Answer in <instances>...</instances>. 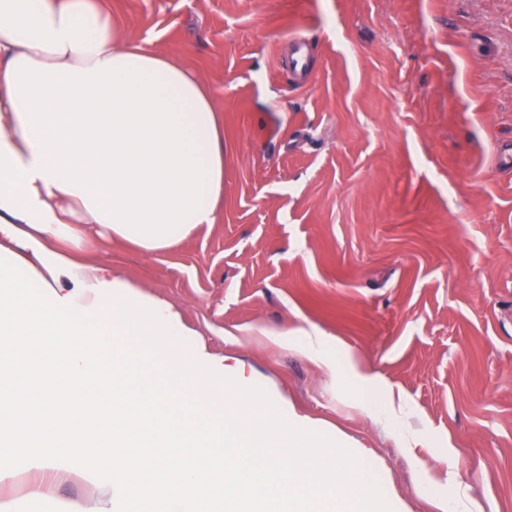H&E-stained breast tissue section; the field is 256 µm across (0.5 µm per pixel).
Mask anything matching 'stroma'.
Segmentation results:
<instances>
[{"label":"stroma","instance_id":"stroma-1","mask_svg":"<svg viewBox=\"0 0 512 512\" xmlns=\"http://www.w3.org/2000/svg\"><path fill=\"white\" fill-rule=\"evenodd\" d=\"M224 116V204L175 250L99 259L166 298L270 400L369 451L405 512H512V0H104ZM306 65L296 71L293 36ZM303 329L376 377L354 392ZM401 397L411 447L363 411ZM5 512H66L106 479L19 460Z\"/></svg>","mask_w":512,"mask_h":512}]
</instances>
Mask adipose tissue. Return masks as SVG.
Segmentation results:
<instances>
[{
	"label": "adipose tissue",
	"instance_id": "obj_1",
	"mask_svg": "<svg viewBox=\"0 0 512 512\" xmlns=\"http://www.w3.org/2000/svg\"><path fill=\"white\" fill-rule=\"evenodd\" d=\"M223 201L222 119L196 73L128 39L101 0H0V482L12 457L79 468L74 434L106 432L111 496L69 512H401L343 433L272 409L91 257L102 239L172 250ZM118 336L161 360L166 386L113 354ZM292 342L334 378L371 380L322 339ZM185 401L222 423L188 422Z\"/></svg>",
	"mask_w": 512,
	"mask_h": 512
}]
</instances>
